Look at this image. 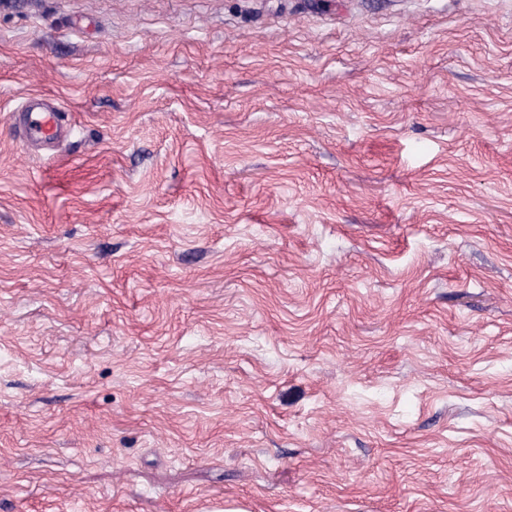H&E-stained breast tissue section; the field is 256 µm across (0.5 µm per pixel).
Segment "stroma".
Returning <instances> with one entry per match:
<instances>
[{"label":"stroma","instance_id":"1","mask_svg":"<svg viewBox=\"0 0 512 512\" xmlns=\"http://www.w3.org/2000/svg\"><path fill=\"white\" fill-rule=\"evenodd\" d=\"M0 512H512V0H0ZM63 116L56 109L30 113L25 122V132L29 138L53 142L59 138L64 129Z\"/></svg>","mask_w":512,"mask_h":512}]
</instances>
